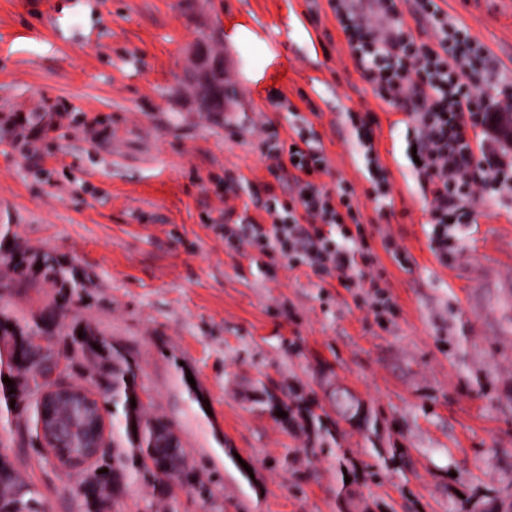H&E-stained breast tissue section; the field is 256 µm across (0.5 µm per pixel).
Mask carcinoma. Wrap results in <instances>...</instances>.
<instances>
[{
  "label": "carcinoma",
  "instance_id": "obj_1",
  "mask_svg": "<svg viewBox=\"0 0 512 512\" xmlns=\"http://www.w3.org/2000/svg\"><path fill=\"white\" fill-rule=\"evenodd\" d=\"M0 264L11 272V277L0 279V288H10L16 281L37 282L43 280L57 288L53 303L45 308L39 319L29 324L22 323L4 311H0V341L8 344L18 338L22 339L21 356L9 352L8 356L0 354V403L6 408L20 409L28 398L36 397L35 406H41V391L54 383L51 378L52 367L60 359L70 360L68 355L53 352L48 346V353H42V346L34 339L46 334L40 321L48 318L58 321L68 309L73 298L79 295L81 283L76 271L51 251L30 253L18 247L0 244ZM71 343L76 350L91 363L92 378L96 387L110 397L112 427L117 437L112 439V448L101 452L90 472L105 469L104 478L97 480L96 498L87 493L82 494L84 512H97L99 504L113 495V478L126 484L127 479L137 477L160 487L170 488L169 482L175 476L189 474L188 456L180 439L175 437L173 425L163 419H149L144 415L142 388L138 383L137 366L133 364L118 348L100 338L90 327L75 328L71 332ZM14 382V393L3 378ZM136 406H131V403ZM162 448H176L179 453L174 467L177 475L157 472L154 454ZM0 460L8 465L5 474L0 477V502L4 504L20 503L26 512H37L31 507L27 498V485L19 478L17 470L9 457L0 454Z\"/></svg>",
  "mask_w": 512,
  "mask_h": 512
}]
</instances>
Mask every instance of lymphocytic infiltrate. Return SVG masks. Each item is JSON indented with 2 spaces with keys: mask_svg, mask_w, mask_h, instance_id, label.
Here are the masks:
<instances>
[{
  "mask_svg": "<svg viewBox=\"0 0 512 512\" xmlns=\"http://www.w3.org/2000/svg\"><path fill=\"white\" fill-rule=\"evenodd\" d=\"M329 6L365 78L411 117L429 248L447 263L457 228L475 221L474 201L512 192V150L497 128L501 111L512 106V83L499 78L486 46L449 19L437 0H411L413 13L430 25L423 40L407 28L397 0H378L375 16L352 12L348 0H329ZM348 119L368 161V196L378 207L390 206L393 187L375 144L378 119L369 111L349 113ZM293 132L281 138L268 121L257 130L272 182L245 186L225 177V195L247 194L267 216L260 222L225 209L218 227L225 248L259 254V267L272 277L284 266L307 267L321 280L362 289L374 316L394 311L354 186L332 179L319 139L299 126ZM281 182L287 189L279 195L275 186Z\"/></svg>",
  "mask_w": 512,
  "mask_h": 512,
  "instance_id": "lymphocytic-infiltrate-1",
  "label": "lymphocytic infiltrate"
}]
</instances>
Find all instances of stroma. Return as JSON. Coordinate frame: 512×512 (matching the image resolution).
<instances>
[{"mask_svg": "<svg viewBox=\"0 0 512 512\" xmlns=\"http://www.w3.org/2000/svg\"><path fill=\"white\" fill-rule=\"evenodd\" d=\"M438 3L512 77V0ZM209 32L232 101L191 112L187 55ZM255 88L279 89L354 184L396 304L386 325L355 289L304 267L267 278L212 230L225 174L271 179L256 124L291 133ZM62 108L64 127L25 125L28 149L3 131ZM367 108L393 184L386 217L347 119ZM409 139L327 0L315 15L306 0H0V234L75 268L83 288L57 349L86 324L121 349L146 417L171 422L189 457L168 493L131 480L106 512H347L343 486L359 512H512V194L476 202L440 264ZM388 235L409 266L385 252ZM55 296L20 282L0 290V309L30 322ZM340 389L366 423L337 415ZM0 453L40 512H83L79 474L47 457L32 413L0 407Z\"/></svg>", "mask_w": 512, "mask_h": 512, "instance_id": "1", "label": "stroma"}]
</instances>
